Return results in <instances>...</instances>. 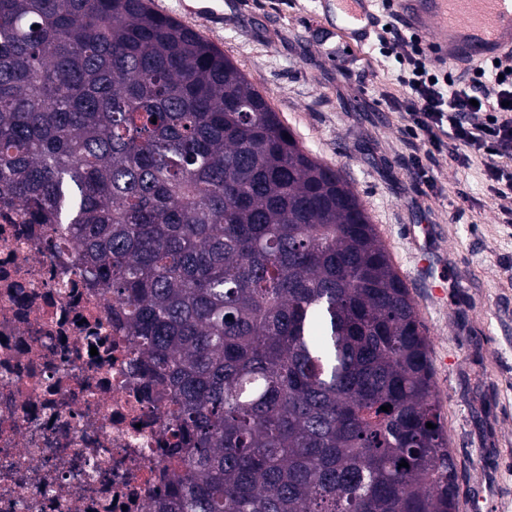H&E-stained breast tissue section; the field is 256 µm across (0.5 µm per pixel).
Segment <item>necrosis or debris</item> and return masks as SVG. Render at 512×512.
<instances>
[{"label":"necrosis or debris","instance_id":"obj_1","mask_svg":"<svg viewBox=\"0 0 512 512\" xmlns=\"http://www.w3.org/2000/svg\"><path fill=\"white\" fill-rule=\"evenodd\" d=\"M72 243L0 215V512H147L169 401Z\"/></svg>","mask_w":512,"mask_h":512}]
</instances>
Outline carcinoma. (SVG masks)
<instances>
[{"label": "carcinoma", "instance_id": "1", "mask_svg": "<svg viewBox=\"0 0 512 512\" xmlns=\"http://www.w3.org/2000/svg\"><path fill=\"white\" fill-rule=\"evenodd\" d=\"M0 208L69 237L173 393L182 474L148 512H456L430 340L363 202L150 0H0Z\"/></svg>", "mask_w": 512, "mask_h": 512}]
</instances>
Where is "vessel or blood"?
Segmentation results:
<instances>
[{"instance_id": "1", "label": "vessel or blood", "mask_w": 512, "mask_h": 512, "mask_svg": "<svg viewBox=\"0 0 512 512\" xmlns=\"http://www.w3.org/2000/svg\"><path fill=\"white\" fill-rule=\"evenodd\" d=\"M377 0H321L333 32L365 43L375 24ZM407 28L424 37L442 63L465 71L512 53V34L501 31L512 0H394Z\"/></svg>"}]
</instances>
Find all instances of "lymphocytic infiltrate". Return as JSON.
<instances>
[{
	"label": "lymphocytic infiltrate",
	"mask_w": 512,
	"mask_h": 512,
	"mask_svg": "<svg viewBox=\"0 0 512 512\" xmlns=\"http://www.w3.org/2000/svg\"><path fill=\"white\" fill-rule=\"evenodd\" d=\"M380 52L398 65L403 98L394 107L407 119L411 158L417 174L433 183L431 164L451 155L461 167L480 157L483 174L499 197H512V56L481 65L467 83L433 65L420 35L399 26L377 34ZM481 121H472L473 112Z\"/></svg>",
	"instance_id": "obj_1"
}]
</instances>
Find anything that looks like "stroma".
I'll return each instance as SVG.
<instances>
[{"label": "stroma", "mask_w": 512, "mask_h": 512, "mask_svg": "<svg viewBox=\"0 0 512 512\" xmlns=\"http://www.w3.org/2000/svg\"><path fill=\"white\" fill-rule=\"evenodd\" d=\"M189 0H151L242 69L300 144L342 169L405 280L431 341L435 399L458 468V512H512V198H495L480 160L452 158L427 189L411 165L392 101L404 89L376 39L330 35L314 0H226L223 17ZM450 274L436 297L417 272L413 228Z\"/></svg>", "instance_id": "1"}]
</instances>
